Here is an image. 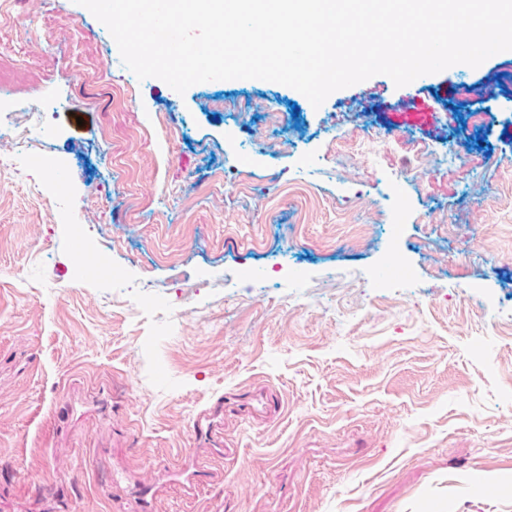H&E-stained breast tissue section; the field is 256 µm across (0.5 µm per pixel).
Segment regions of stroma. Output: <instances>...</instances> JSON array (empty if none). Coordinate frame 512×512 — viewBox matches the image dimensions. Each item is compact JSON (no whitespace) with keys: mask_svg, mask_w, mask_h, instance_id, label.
Returning <instances> with one entry per match:
<instances>
[{"mask_svg":"<svg viewBox=\"0 0 512 512\" xmlns=\"http://www.w3.org/2000/svg\"><path fill=\"white\" fill-rule=\"evenodd\" d=\"M0 154V512H512V50L316 111L0 0ZM14 113H22L24 116L23 122L19 121L16 127L20 138H28L32 130L41 128L43 125L44 112L32 103L23 102L15 105Z\"/></svg>","mask_w":512,"mask_h":512,"instance_id":"stroma-1","label":"stroma"}]
</instances>
